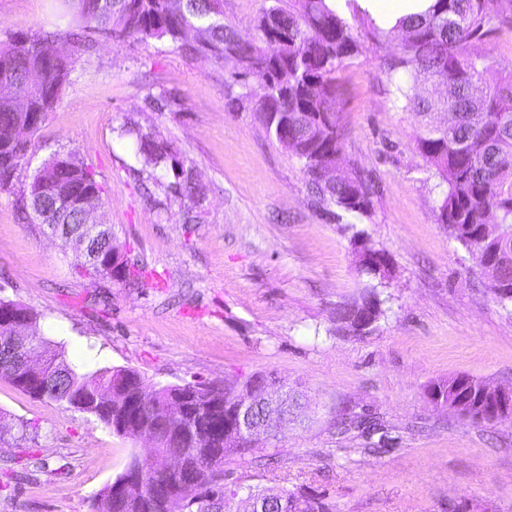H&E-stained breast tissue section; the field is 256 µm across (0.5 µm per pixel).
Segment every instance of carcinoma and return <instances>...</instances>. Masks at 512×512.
I'll return each mask as SVG.
<instances>
[{"mask_svg":"<svg viewBox=\"0 0 512 512\" xmlns=\"http://www.w3.org/2000/svg\"><path fill=\"white\" fill-rule=\"evenodd\" d=\"M354 27L331 7L330 0H262L255 19L256 36L241 37L224 20V0H75L73 16L97 32L140 42L166 39L186 55L211 56L224 62L229 78L239 87L228 97L233 108L245 99L253 103L255 118L303 166L311 191L326 210L335 206L346 214L364 217L372 209L373 184L366 175L339 164L346 130L336 111V72L359 50L358 29L385 45L397 48L385 61L394 104L420 117L414 133L417 151L437 180L440 198L436 221L476 261L497 302L512 306V75L494 77L486 58L472 56L473 40L512 25V14L500 10L499 0H432L422 12L402 15L385 29L345 0ZM197 39L190 43L187 34ZM52 35L27 36L0 43V88L9 86L26 100L22 109L0 106V190L19 179L21 161L32 139L43 128L73 68V57L83 51L74 42L71 55L52 47ZM259 73L263 83L249 84L246 76ZM434 112L453 116L444 128L431 119ZM138 152L160 164L167 156L150 133L136 132ZM155 184L177 196H192L196 187L186 175L176 185ZM37 190L50 206L34 218L27 206ZM102 187L89 166L71 154L46 160L19 187L16 205L31 224L80 220L72 207L59 211V202L73 195L101 194ZM117 281L129 288L147 285L136 264L118 260ZM371 304L382 313L377 294L339 310V330L357 331L354 317ZM16 334L18 344L36 340L42 360L19 373L9 356L0 357V378L38 399L69 406L96 399L86 409L121 436L138 437L153 429V448L132 452L128 465L140 469L139 487L124 497L115 483L131 478L124 470L97 495V512H235L233 501L243 494L246 503L257 499L267 512H328L327 505L302 489L238 484L224 487V460L254 456L234 426L236 409L248 394L252 375L238 385L210 386L200 401L210 405L200 435L185 437L182 424L193 412L176 385L146 382L133 368H100L79 373L66 361L58 345L40 335L37 314L24 305L0 298V337ZM465 382L470 391L485 393L488 384L470 377L433 383L429 394L441 406L457 413L472 408L454 404L452 390ZM341 432L356 429L366 435L384 432L377 417H353L336 423ZM182 454L181 472L168 471L161 459L170 451Z\"/></svg>","mask_w":512,"mask_h":512,"instance_id":"carcinoma-1","label":"carcinoma"}]
</instances>
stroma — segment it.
Segmentation results:
<instances>
[{
	"mask_svg": "<svg viewBox=\"0 0 512 512\" xmlns=\"http://www.w3.org/2000/svg\"><path fill=\"white\" fill-rule=\"evenodd\" d=\"M61 11V0H0V41L50 33L67 53L74 39L88 44L19 179L75 153L103 188L93 220L111 225L149 283L76 277L81 255L0 190V297L33 309L41 335L83 372L131 367L163 385L265 374L303 393L296 423L262 449L271 463L225 462L227 487H302L332 512H512V418L478 424L428 397L433 382L457 375L512 388V310L435 219L418 119L387 91L388 47L362 37L336 79L342 163L377 185L369 216L350 225L321 208L251 106L227 110L221 61L188 58L167 40L79 31ZM470 51L511 74L512 27ZM129 126L154 133L168 162L138 153ZM184 169L191 197L151 178L159 171L169 184ZM364 246L388 257L390 277L374 331L356 335L339 330L337 314L369 293L357 265ZM369 414L395 439L387 451L336 431ZM23 423L35 440L20 441ZM145 450L142 438L0 379V512H95L97 492Z\"/></svg>",
	"mask_w": 512,
	"mask_h": 512,
	"instance_id": "stroma-1",
	"label": "stroma"
}]
</instances>
